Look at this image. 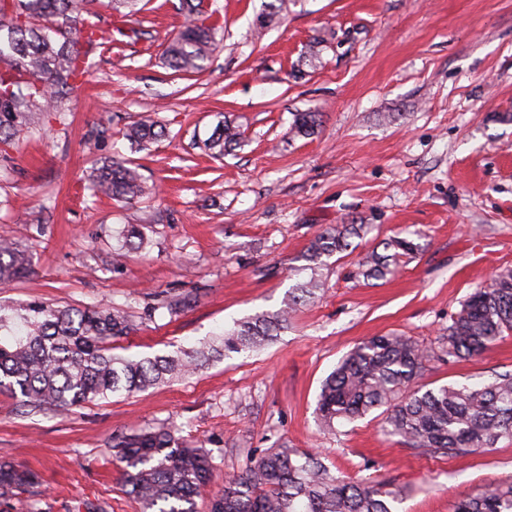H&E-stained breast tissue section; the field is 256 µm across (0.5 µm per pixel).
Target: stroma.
<instances>
[{
    "instance_id": "35a3bbf8",
    "label": "stroma",
    "mask_w": 512,
    "mask_h": 512,
    "mask_svg": "<svg viewBox=\"0 0 512 512\" xmlns=\"http://www.w3.org/2000/svg\"><path fill=\"white\" fill-rule=\"evenodd\" d=\"M213 3L224 40L192 74L161 59L181 0H148L127 18L99 7L105 44L65 120L0 144V238L33 255L26 277L0 287V308H117L136 329L113 354L152 358L278 309L308 278L303 254L318 231L360 224L363 236L327 258L321 291L259 352L62 413L0 391V462L39 475L33 512H141L111 447L158 424L210 457L198 512L225 476L281 445L353 481H392L405 491L395 512H448L459 494L512 482V440L450 458L384 438L376 411L336 435L316 422L325 379L358 343L398 333L437 351L473 288L512 268V0ZM308 110L323 114L319 133L292 136L294 113ZM146 114L167 134L142 150L122 130ZM227 121L244 139L218 157L206 142ZM110 156L154 194L129 204L93 194L83 174ZM128 224L139 248L124 245ZM398 234L421 244L416 259L382 280L352 278ZM174 293L197 302L177 316L157 307ZM504 371L512 335L465 361L431 360L423 381Z\"/></svg>"
}]
</instances>
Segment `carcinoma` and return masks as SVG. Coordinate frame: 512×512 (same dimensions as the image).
Here are the masks:
<instances>
[{"label":"carcinoma","instance_id":"cac0c4a2","mask_svg":"<svg viewBox=\"0 0 512 512\" xmlns=\"http://www.w3.org/2000/svg\"><path fill=\"white\" fill-rule=\"evenodd\" d=\"M95 0H0V144L19 128L42 117L63 120L79 78L92 67L80 44L98 41ZM186 21L163 51L176 72L196 73L215 52L220 26L210 21L204 0H183ZM322 113L296 112L291 131L308 137L321 127ZM165 135L149 118L133 123L125 136L147 149ZM241 141L239 130L224 124L210 138L217 155ZM88 180L95 192L117 202L144 197L146 186L128 162L112 158L94 163ZM361 224H342L320 231L304 259L310 278L295 286L274 312L238 321L219 342L181 349L170 355L131 359L112 354V340L128 335L133 324L120 311L54 308L40 301L27 304L24 329L9 330L0 313V388L17 391L35 412H63L96 398L132 393L169 377L193 373L216 357L263 347L288 328L291 316L320 289L316 272L322 258L342 254L360 237ZM359 263L358 274L380 280L421 251L409 237L380 243ZM31 270L28 256L0 241V284L23 278ZM192 298L177 294L163 299L172 315L185 312ZM512 333V269L478 285L449 318L439 338L437 357L462 361L492 349ZM431 354L402 334L372 336L352 349L325 381L317 402L321 428L337 427L381 409L382 433L411 448L448 457L490 451L512 438V372L488 382L418 384ZM124 464V482L143 512H196V497L206 485L210 461L202 448L177 443L172 426L150 428L112 445ZM35 472L0 462V496L33 493ZM403 490L393 483L350 482L330 472L316 455L282 445L269 448L240 474L224 480V490L210 512H392L390 503ZM450 512H512V484L488 483L458 497Z\"/></svg>","mask_w":512,"mask_h":512}]
</instances>
